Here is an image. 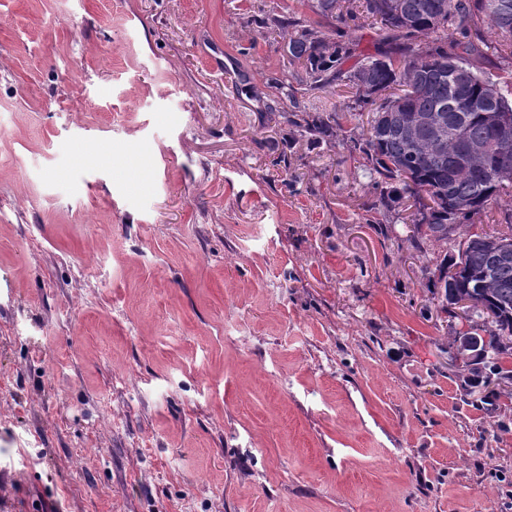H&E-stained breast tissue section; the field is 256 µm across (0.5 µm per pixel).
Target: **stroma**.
<instances>
[{
    "instance_id": "35a3bbf8",
    "label": "stroma",
    "mask_w": 512,
    "mask_h": 512,
    "mask_svg": "<svg viewBox=\"0 0 512 512\" xmlns=\"http://www.w3.org/2000/svg\"><path fill=\"white\" fill-rule=\"evenodd\" d=\"M299 9L0 0V512H512L444 247L369 223L345 141L274 163Z\"/></svg>"
}]
</instances>
